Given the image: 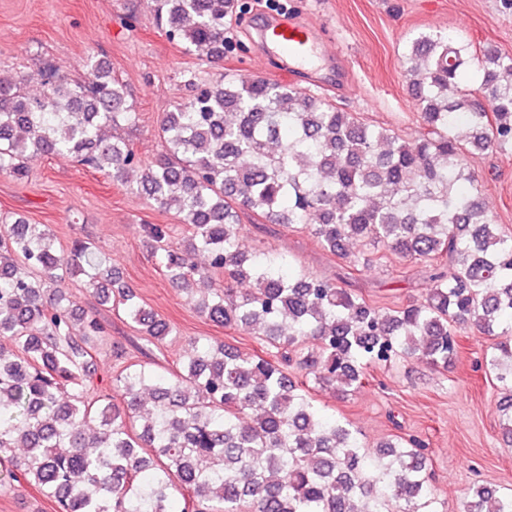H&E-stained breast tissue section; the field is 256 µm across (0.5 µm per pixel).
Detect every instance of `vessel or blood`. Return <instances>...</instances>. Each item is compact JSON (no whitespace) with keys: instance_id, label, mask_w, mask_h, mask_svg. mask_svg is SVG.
<instances>
[{"instance_id":"obj_1","label":"vessel or blood","mask_w":512,"mask_h":512,"mask_svg":"<svg viewBox=\"0 0 512 512\" xmlns=\"http://www.w3.org/2000/svg\"><path fill=\"white\" fill-rule=\"evenodd\" d=\"M261 51L287 59V74H315L322 70L344 73L345 58L328 49L319 29L298 21L271 19L262 24Z\"/></svg>"}]
</instances>
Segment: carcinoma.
Returning <instances> with one entry per match:
<instances>
[{
  "label": "carcinoma",
  "instance_id": "carcinoma-1",
  "mask_svg": "<svg viewBox=\"0 0 512 512\" xmlns=\"http://www.w3.org/2000/svg\"><path fill=\"white\" fill-rule=\"evenodd\" d=\"M167 39L224 58L235 0H151ZM470 43L421 33L405 53L425 131L406 141L323 96L264 78L203 83L164 114V150L149 164L107 134L136 115L126 86L101 60L87 78L58 71L29 95L0 78V174L27 176L38 157H69L174 211L187 233L147 224L168 282L194 310L244 328L305 377L259 354L194 337L178 367L131 362L112 342L109 389L95 387L105 327L68 282L121 312L151 345L170 324L144 308L89 241L62 259L45 224L0 216V464L57 512H443L428 443L395 435L371 451L344 417H322L310 386L345 396L367 370L395 358L435 370L455 364L467 329L494 338L475 368L494 375L512 443V233L492 221L470 160L512 152V55L481 51L484 105L462 92ZM258 224L305 230L357 268L349 245H381L428 268L425 297L389 308L348 276L284 273L285 260L243 246ZM251 287L243 289L241 284ZM465 512H512V492L479 484Z\"/></svg>",
  "mask_w": 512,
  "mask_h": 512
}]
</instances>
